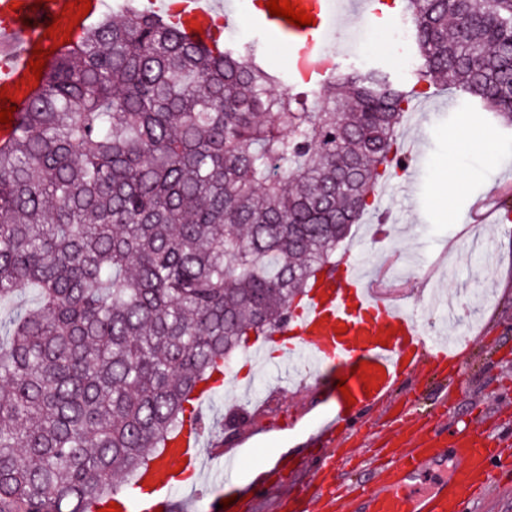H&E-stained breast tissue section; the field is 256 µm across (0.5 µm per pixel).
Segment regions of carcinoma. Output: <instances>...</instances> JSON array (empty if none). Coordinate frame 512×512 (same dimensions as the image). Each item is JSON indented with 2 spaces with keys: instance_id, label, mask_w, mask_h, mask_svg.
Here are the masks:
<instances>
[{
  "instance_id": "obj_1",
  "label": "carcinoma",
  "mask_w": 512,
  "mask_h": 512,
  "mask_svg": "<svg viewBox=\"0 0 512 512\" xmlns=\"http://www.w3.org/2000/svg\"><path fill=\"white\" fill-rule=\"evenodd\" d=\"M42 78L0 145V512L112 500L199 386L268 336L369 211L436 82L512 127V0H405L410 85H300L259 44L213 53L120 0ZM286 90L275 92L276 86Z\"/></svg>"
}]
</instances>
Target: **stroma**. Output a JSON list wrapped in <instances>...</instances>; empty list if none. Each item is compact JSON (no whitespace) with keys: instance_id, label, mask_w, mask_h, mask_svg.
Segmentation results:
<instances>
[{"instance_id":"1","label":"stroma","mask_w":512,"mask_h":512,"mask_svg":"<svg viewBox=\"0 0 512 512\" xmlns=\"http://www.w3.org/2000/svg\"><path fill=\"white\" fill-rule=\"evenodd\" d=\"M372 18L351 14L333 45L339 69L381 67L401 83L413 79L414 65L402 64L387 26L372 30ZM454 91L435 85L429 97L414 101L398 142L411 163L407 170L375 186L388 217L386 236L372 240L377 225L367 213L352 229L336 260L351 257L393 279L405 307L422 318L430 335L456 331L464 341V375L453 366L430 367L419 357L418 374L397 383L385 401L363 410V431H338L337 445L358 476L369 464L384 465L391 455V426L413 432L429 413L444 425L495 431L512 437V228L498 217L512 205V129L490 116L475 119L457 107ZM467 126L489 135L493 160L453 152L449 129ZM462 179L460 189L443 199L438 186L448 176ZM232 366V380L215 399L218 420L244 406L247 419L224 442L225 458L237 465L222 485L241 496L257 477L267 482H299L308 477L315 448L335 402L325 381L312 379L305 359L293 372Z\"/></svg>"}]
</instances>
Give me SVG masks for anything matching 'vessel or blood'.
I'll return each instance as SVG.
<instances>
[{"mask_svg":"<svg viewBox=\"0 0 512 512\" xmlns=\"http://www.w3.org/2000/svg\"><path fill=\"white\" fill-rule=\"evenodd\" d=\"M0 0V89L13 96L18 108H25L42 88L28 71L34 45L68 48L65 32L81 37L104 9V0H90L91 9L79 23L62 15V0ZM145 7L162 12L181 25L190 41L212 45L220 28L229 26L232 14L215 0H143ZM313 24L298 27L284 17L271 15L268 0H257L253 22L256 31L269 40H287L292 80L321 84L327 78L328 50L342 25V0H297ZM59 16L55 39L45 36L52 16ZM281 338L279 365H287L292 354L303 352L314 367L337 384L347 374L355 399L353 406L336 404V422L360 429L358 412L373 405L398 379L408 354L425 350L433 361L458 362L460 339L429 336L410 311L381 300L367 284V272L358 263H343L339 271L324 272L309 292L302 308L288 317L278 330ZM323 451L312 476L288 492L299 507L313 500L333 499L331 487L321 475L341 463L333 451V438L322 435ZM219 442H208L201 433L183 432L172 438L164 453L143 472L138 482L148 492L154 512H173L172 472L178 466L203 470L207 459L222 455ZM452 457L451 475L428 492H416L419 479L429 465ZM502 465L494 443L471 428L454 430L432 423L417 441H401L384 469L373 470L358 496L361 512H469L472 503L483 499Z\"/></svg>","mask_w":512,"mask_h":512,"instance_id":"b4317fda","label":"vessel or blood"}]
</instances>
